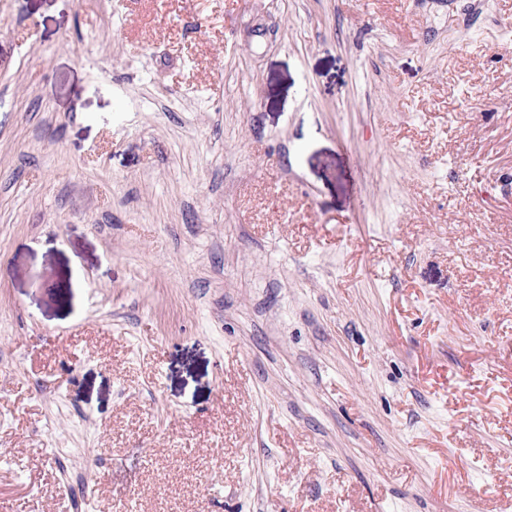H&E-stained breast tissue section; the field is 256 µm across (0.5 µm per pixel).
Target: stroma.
Wrapping results in <instances>:
<instances>
[{
    "mask_svg": "<svg viewBox=\"0 0 512 512\" xmlns=\"http://www.w3.org/2000/svg\"><path fill=\"white\" fill-rule=\"evenodd\" d=\"M0 512H512V0H0Z\"/></svg>",
    "mask_w": 512,
    "mask_h": 512,
    "instance_id": "1",
    "label": "stroma"
}]
</instances>
